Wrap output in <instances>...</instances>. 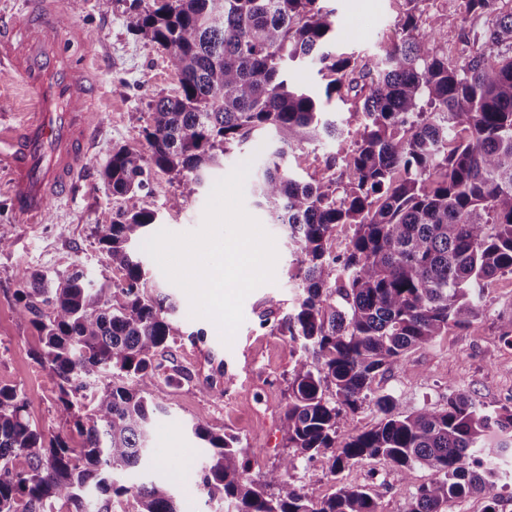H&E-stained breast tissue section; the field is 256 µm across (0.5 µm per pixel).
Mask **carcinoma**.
<instances>
[{"mask_svg": "<svg viewBox=\"0 0 512 512\" xmlns=\"http://www.w3.org/2000/svg\"><path fill=\"white\" fill-rule=\"evenodd\" d=\"M129 30L167 52L179 91L149 106L148 153L120 147L103 175L122 203L120 220L96 225L98 244L121 280L96 288L80 267L53 282L26 269L18 313L39 335L36 359L57 379L65 435L45 439L30 423L28 394L0 385V512H179L173 489L129 483L165 411L154 398L157 352L179 335L174 296L155 290L135 246L157 223L142 192L151 171L191 197L224 156L257 136L274 149L255 176L258 204L285 226L302 298L271 325L300 342L281 417L291 452L252 474L240 440L207 424L191 433L204 448L198 485L227 512H378L363 487L314 499L293 477L317 459L335 477L362 460L431 472L406 512H448L456 499L491 493L493 465L512 457V409L488 411L469 392L447 406L396 411L379 376L412 350L486 313L484 288L512 275V0H462L453 54L423 27L424 0H403L400 44L376 63L333 48L325 0H150ZM304 65L322 91L288 82ZM354 100L364 122L338 136L323 102ZM337 140L329 176L307 179L285 163L288 149ZM352 230L336 253V227ZM369 402L371 429L336 445L344 417Z\"/></svg>", "mask_w": 512, "mask_h": 512, "instance_id": "carcinoma-1", "label": "carcinoma"}]
</instances>
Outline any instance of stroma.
I'll return each mask as SVG.
<instances>
[{
    "label": "stroma",
    "instance_id": "stroma-1",
    "mask_svg": "<svg viewBox=\"0 0 512 512\" xmlns=\"http://www.w3.org/2000/svg\"><path fill=\"white\" fill-rule=\"evenodd\" d=\"M59 2L68 25L80 27L85 34L74 52L88 60L101 87L96 106L100 129L91 145L89 170L72 199L52 203L42 223L24 224L13 211L8 162L0 156V234L11 243L9 249L0 251V383L31 395L28 418L48 437L62 430L57 379L37 361L38 334L17 314L15 296L20 283L16 272L24 267L51 281L79 266L96 284L120 280V273L112 270L93 237L94 225L112 223L121 213V202L109 189L103 170L114 148L146 151L141 130L149 102L175 95L179 89L166 52L128 30L126 20L134 0H84L75 14L69 0ZM329 5L335 10L337 50L373 61L382 47L400 38L399 0H369L363 8L358 0H329ZM36 101V93L18 76L0 69V139L10 137L28 113L35 111ZM271 149L266 137L248 143L212 170L204 187L191 197L168 174L152 173L145 205L157 212L159 228L174 233L197 230L216 181L246 160L253 169H260ZM254 185V180H246L244 205L275 240V280L246 297L244 321L232 343L222 341L212 321L191 317L185 292L170 289L154 260L143 259L153 283L160 290H172L184 334L156 355L163 370L155 393L166 412L154 423L155 461L141 469L139 477L170 485L182 512H225L223 503L207 501L195 486L203 450L189 434V424L207 423L237 436L255 470L271 466L284 452L281 416L288 404L295 355L290 337L262 326L261 321L268 315L269 298L279 300L281 311H289L301 286L288 274L294 256L284 228L271 223L266 207L258 205ZM485 294L489 307L484 317L411 351L399 369L380 377L379 387L394 395L397 411L406 413L424 405L443 408L449 393L459 388L487 408H512V342L503 335L504 322L512 319V275L496 278ZM199 329L205 332L204 340H192L191 332ZM169 460L176 461V468H166ZM294 477L316 499L330 495L339 482L364 485L379 512H405L430 473L421 467L404 472L374 459L346 468L335 481L319 461L304 459Z\"/></svg>",
    "mask_w": 512,
    "mask_h": 512
}]
</instances>
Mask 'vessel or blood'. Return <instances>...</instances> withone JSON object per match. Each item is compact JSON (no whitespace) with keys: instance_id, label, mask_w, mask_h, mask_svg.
<instances>
[{"instance_id":"b4317fda","label":"vessel or blood","mask_w":512,"mask_h":512,"mask_svg":"<svg viewBox=\"0 0 512 512\" xmlns=\"http://www.w3.org/2000/svg\"><path fill=\"white\" fill-rule=\"evenodd\" d=\"M57 0H25L21 13L0 18V62L40 95L33 113L7 141L11 201L15 212L35 223L50 201L67 199L88 166L95 89L86 64L72 59Z\"/></svg>"}]
</instances>
